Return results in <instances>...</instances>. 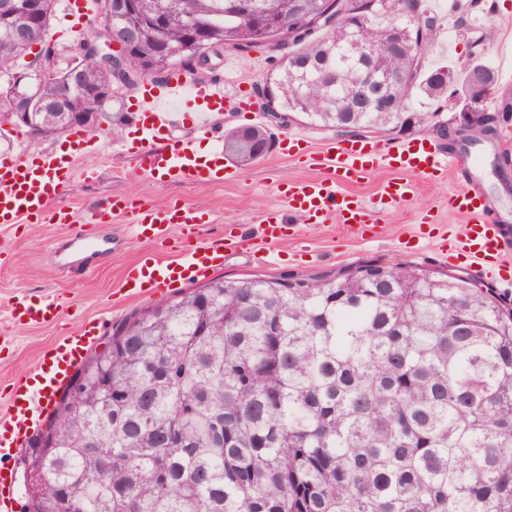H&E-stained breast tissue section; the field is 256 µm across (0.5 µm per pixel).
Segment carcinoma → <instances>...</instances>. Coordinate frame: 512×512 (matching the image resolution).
Returning a JSON list of instances; mask_svg holds the SVG:
<instances>
[{"mask_svg":"<svg viewBox=\"0 0 512 512\" xmlns=\"http://www.w3.org/2000/svg\"><path fill=\"white\" fill-rule=\"evenodd\" d=\"M302 2L162 0L164 37L177 46L188 20L222 25L242 6L297 19ZM377 9L363 40L401 72L394 28L416 36L417 20L403 0ZM311 35L290 59L328 55ZM220 37L250 50L246 33ZM156 43L140 35L131 75ZM33 46L0 34V82ZM110 82L111 67L85 65L83 85ZM416 84L405 99L443 97L430 72ZM271 87L293 114L292 70ZM333 95L309 83L302 118L394 128L396 116L351 112ZM34 105L41 137L74 128L63 106ZM250 131H224L244 164ZM156 309L119 322L109 354L77 369L86 391L55 402L30 512H512V307L492 291L368 263L317 278L218 277Z\"/></svg>","mask_w":512,"mask_h":512,"instance_id":"carcinoma-1","label":"carcinoma"}]
</instances>
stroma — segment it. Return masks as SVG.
<instances>
[{"label": "stroma", "instance_id": "obj_1", "mask_svg": "<svg viewBox=\"0 0 512 512\" xmlns=\"http://www.w3.org/2000/svg\"><path fill=\"white\" fill-rule=\"evenodd\" d=\"M421 7L434 15L440 26L435 46L425 54L427 69L444 66L460 73L475 63L493 69L500 54L512 51V0H421ZM409 106L420 113L422 121L408 137L427 143L436 142V125L455 126L460 113L456 101H430L417 94ZM134 131V123L127 121L120 136L104 129L90 137L91 149L80 155L76 176L54 200L55 205L76 212L86 234L95 231L89 223L94 209L122 195L136 204L178 201L208 209L215 221L200 228L203 240L225 234L231 227L253 235L261 213L282 205V192L288 184L314 175L300 151L288 156L274 149L245 166L225 159L232 178L221 185L195 181L161 185L143 175L131 176L138 157L126 145L133 142ZM511 133L512 121L497 123L495 133L481 143L482 159L457 154L455 175L479 170L481 190L495 201L501 222L512 225V197L500 188L501 177L512 179V166L497 163L503 141ZM455 175L418 179L411 202L381 215V234L374 240H362L338 224H302L296 235L267 248L264 254L246 248L225 252L222 272L233 278H308L375 262L414 264L434 274H466L464 259L446 260L440 255L444 235L457 236L464 230L461 219L448 212V193ZM125 227V218H113L108 230L118 244L111 257L75 276L56 254L61 240L72 235L71 227L39 223L11 231L0 226V245L5 248L0 254V325L8 324L11 305L22 296L51 299L60 306L57 319L18 329L14 343L0 348V394L9 393L13 383L34 369L50 346L70 330L93 320L110 328L156 302L153 294L125 293L123 270L140 256L153 254L171 260L179 250L171 241L160 245L131 238Z\"/></svg>", "mask_w": 512, "mask_h": 512}]
</instances>
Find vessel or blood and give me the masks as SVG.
<instances>
[{"label":"vessel or blood","mask_w":512,"mask_h":512,"mask_svg":"<svg viewBox=\"0 0 512 512\" xmlns=\"http://www.w3.org/2000/svg\"><path fill=\"white\" fill-rule=\"evenodd\" d=\"M252 109L250 97L236 81L190 80L177 73L165 83L144 84L129 106L142 131L138 140L141 170L162 184L193 180L220 185L229 181L231 174L224 168L223 153L202 152L194 142L171 141L164 133L188 121L205 135L222 121L224 112ZM307 158L317 170V177L290 184L283 194L284 208L272 207L261 214L262 244L271 246L283 241L290 216L300 223L342 224L353 235L362 236L384 209L414 197L415 178L444 175L454 167L453 153L410 142L389 145L355 140L310 151ZM76 164L71 150L1 159L0 224L76 223L73 210L51 205L73 177ZM383 166L397 171L398 176L382 185L372 203L351 193L352 185ZM448 209L465 224V234L454 239L453 248L465 255L471 271L481 275L492 269L512 270V241L502 234L491 203L478 189L476 174L464 177L449 194ZM116 216L127 217L128 230L138 239L163 242L178 231L187 237L178 259L164 261L145 255L128 265L122 284L130 290L145 286L160 290L197 280L223 267L226 246L243 242L234 234L198 241L199 227L212 223L213 215L187 204L133 207L127 198L116 196L100 219L108 223ZM76 247L83 250V260L103 258L112 252V238L100 233L91 238L77 235L63 242L60 249L66 252ZM57 312L56 303L23 299L12 304L10 319L19 325L38 324ZM101 331V323L89 322L68 333L53 344L48 361L18 380L15 397L0 405V418L11 427L9 436L0 437V463L27 439L35 416L67 385L83 351Z\"/></svg>","instance_id":"obj_1"}]
</instances>
